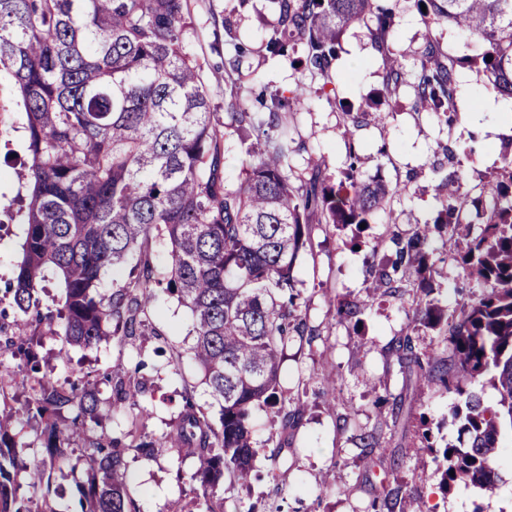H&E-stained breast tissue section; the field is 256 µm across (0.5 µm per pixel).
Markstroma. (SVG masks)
<instances>
[{
  "label": "stroma",
  "mask_w": 512,
  "mask_h": 512,
  "mask_svg": "<svg viewBox=\"0 0 512 512\" xmlns=\"http://www.w3.org/2000/svg\"><path fill=\"white\" fill-rule=\"evenodd\" d=\"M390 5L403 65V82L391 94L385 91L386 70L370 36L371 23L353 25L343 33L335 79L329 82L301 67L304 43L291 42L284 59L262 50L277 23L270 0H249L243 8L237 0H190L184 20L186 51L204 65L216 118L244 107L257 108L260 96L302 88V102L288 113L297 143L289 162L292 181L309 178L318 170L329 183L338 182L353 147L361 156L362 180L397 183L403 188L392 200L390 213H378L362 228L318 227L311 248L299 254L295 272L300 310L319 329L322 342L312 347L291 343L280 380L285 397L303 398L308 408L289 436L287 449L276 458L271 452L280 438L279 429L271 413L254 412L250 426L259 454L250 487L233 493L240 512H373V502L394 476L407 493L422 497L431 512H512V436L502 437L500 481L490 492L476 493L461 484L443 490L434 456L423 446L422 432L427 427L437 446L457 444V430L448 421L456 396L420 383L391 345L409 334L416 353L447 355L452 346L444 333L416 327L415 310L390 298L377 301L358 327L335 318L337 300L365 297L369 271L385 255L381 240L433 219L439 206L435 168L446 164V146L460 151L476 148L479 168L487 171L499 165L501 150L512 143L510 132L491 134L497 113L484 111L476 124L467 122L473 103L496 102L500 96L489 89L483 73L465 63L478 52V44L450 25L438 29L437 38L445 54L461 62L458 114L446 123L419 108L415 83L426 29L411 0H390ZM239 44L249 46L251 53L242 63L244 81L231 88L226 78ZM340 99L364 112L359 126L347 125L336 107ZM22 123L13 84L8 75H1L0 208L12 205L21 190L26 158ZM249 144L241 132L225 129L226 189L239 186L249 161ZM432 248L435 296L441 305L456 309L478 287L449 258L447 238H434ZM148 320V331L134 345L123 348L112 340L94 350L76 346L70 348L65 362L58 357L59 338L44 337L39 349L42 370L61 383L91 381L105 401L110 396L105 374L131 371L142 359L149 380L143 402L152 411L145 422L147 433L158 437L168 431L187 390L211 422H218L220 406L210 396L189 351L193 343L190 310L161 291ZM340 414L347 418L342 427L336 423ZM373 429L380 430L381 444L366 463L360 437ZM195 469V458L167 449L152 460L130 462L128 486L141 512H176L195 495L196 485L190 479ZM273 471L283 473L282 482L273 483L269 477ZM328 472L334 473L335 484L323 493L319 484Z\"/></svg>",
  "instance_id": "1"
}]
</instances>
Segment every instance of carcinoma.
Instances as JSON below:
<instances>
[{
	"instance_id": "cac0c4a2",
	"label": "carcinoma",
	"mask_w": 512,
	"mask_h": 512,
	"mask_svg": "<svg viewBox=\"0 0 512 512\" xmlns=\"http://www.w3.org/2000/svg\"><path fill=\"white\" fill-rule=\"evenodd\" d=\"M384 0H272L277 27L266 41L272 56L288 53V39L306 44L303 69L330 78L347 27L370 16L374 44L388 68L387 88L401 84L395 67L392 13ZM429 31L416 96L420 107L452 121L460 89L457 61L442 59L434 32L448 23L482 52L472 62L487 81L512 98V0H414ZM189 0H0V65L8 70L25 114L27 159L24 202L11 222L24 225L22 257L6 283L12 320L0 311V512H70L53 486L51 469L75 472L80 512H139L127 483L128 458L150 460L177 448L195 457L191 480L202 495L188 512H224L219 491L251 483L255 458L250 420L266 407L280 434L296 429L305 402H285L280 364L294 338L312 346L321 333L300 312L295 262L312 246L314 223L367 224L387 209L399 186L359 179V157L349 154L338 187L320 172L296 186L288 160L295 152L284 113L298 93L260 98V110L229 112L227 124L251 132L252 161L235 191L221 176L224 132L212 121V90L203 66L184 50ZM459 163L438 184L443 197L432 223L402 235L388 248L394 259L370 273L368 299L340 300L339 321L358 324L378 298L407 301L418 325L446 328L452 357L422 358L410 335L396 351L417 376L457 395L450 423L459 444L435 456L446 490L463 483L491 492L504 428L512 429V154L481 181L478 231L451 257L483 290L453 315L433 297L430 245L434 233L454 240L466 220ZM170 248L168 271L154 263V245ZM129 268L105 293L109 269ZM62 286L54 306L41 304L48 275ZM162 290L192 313L191 354L221 407L214 426L190 394L169 431L148 435L149 411L139 397L144 378L111 372L110 405L130 410L120 438L94 433L108 416L94 384L60 383L41 373V337L94 349L111 339L126 345L143 335ZM492 375L496 404L487 406L469 385ZM26 395L19 408L16 396ZM21 414L32 435L12 428ZM31 492L19 493L21 485ZM399 481L385 487L377 512H427Z\"/></svg>"
}]
</instances>
